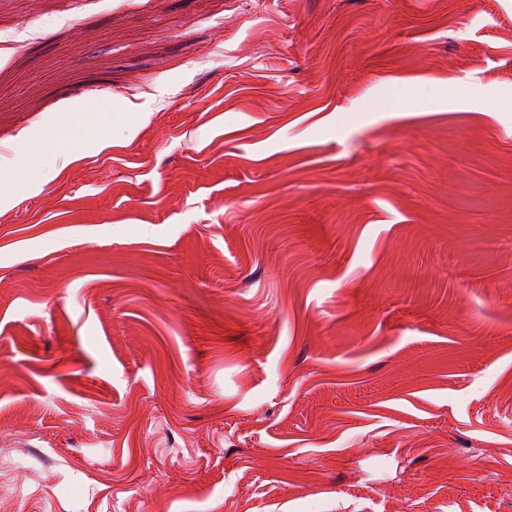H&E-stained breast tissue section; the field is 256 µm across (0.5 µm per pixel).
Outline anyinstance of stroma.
<instances>
[{"mask_svg":"<svg viewBox=\"0 0 512 512\" xmlns=\"http://www.w3.org/2000/svg\"><path fill=\"white\" fill-rule=\"evenodd\" d=\"M0 512H512V0H0Z\"/></svg>","mask_w":512,"mask_h":512,"instance_id":"obj_1","label":"stroma"}]
</instances>
